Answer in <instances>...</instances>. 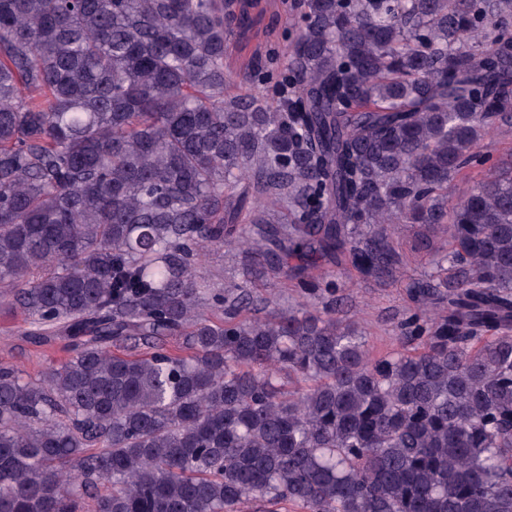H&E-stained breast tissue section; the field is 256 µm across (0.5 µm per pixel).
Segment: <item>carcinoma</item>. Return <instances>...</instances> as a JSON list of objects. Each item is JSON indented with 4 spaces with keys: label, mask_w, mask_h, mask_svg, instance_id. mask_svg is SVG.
<instances>
[{
    "label": "carcinoma",
    "mask_w": 512,
    "mask_h": 512,
    "mask_svg": "<svg viewBox=\"0 0 512 512\" xmlns=\"http://www.w3.org/2000/svg\"><path fill=\"white\" fill-rule=\"evenodd\" d=\"M303 2L273 111L224 95L223 0H0V286L70 352L0 364V512H512V161L448 202L512 0ZM402 224L431 271L376 357L339 268L396 278ZM224 247L310 307L209 287Z\"/></svg>",
    "instance_id": "obj_1"
}]
</instances>
